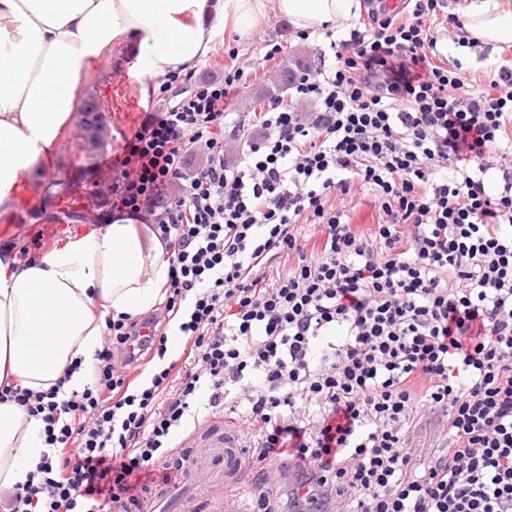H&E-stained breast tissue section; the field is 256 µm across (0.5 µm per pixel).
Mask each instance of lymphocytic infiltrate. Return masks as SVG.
Masks as SVG:
<instances>
[{
    "label": "lymphocytic infiltrate",
    "instance_id": "f902f5d3",
    "mask_svg": "<svg viewBox=\"0 0 512 512\" xmlns=\"http://www.w3.org/2000/svg\"><path fill=\"white\" fill-rule=\"evenodd\" d=\"M409 2L371 8L258 120L225 129L243 77L228 66L125 136L106 196L152 217L164 312L109 321L93 383L67 399L0 388L48 448L9 512H105L182 477L171 440L203 395L246 401L263 474L303 467L291 512H512V57L470 85L438 49L461 26L450 0ZM356 189L382 214L367 237L348 222ZM144 357L148 379L117 372ZM423 410L448 423L421 458Z\"/></svg>",
    "mask_w": 512,
    "mask_h": 512
}]
</instances>
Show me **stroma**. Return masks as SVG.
<instances>
[{"instance_id":"obj_1","label":"stroma","mask_w":512,"mask_h":512,"mask_svg":"<svg viewBox=\"0 0 512 512\" xmlns=\"http://www.w3.org/2000/svg\"><path fill=\"white\" fill-rule=\"evenodd\" d=\"M282 45L283 51L273 59H266L265 53L270 45ZM328 42L322 34L301 35L296 33L288 21L283 18L270 20L266 25L253 30H230L218 41L213 52L204 58L198 69L189 73L187 78L173 83L171 92L158 94L155 106H162L170 100L172 91L191 88L194 82L203 77H220L224 67L230 62L229 50H236L238 63L245 74L228 102L232 112H260L267 101L262 97L265 85L264 74L267 69L278 67L283 61L305 57L314 62L318 49L327 48ZM85 80V96L75 113L73 124L60 134L56 144L49 148L43 157L41 170L20 177L19 184L25 193L16 197L13 207L0 212V250L13 252L29 251L31 256H39L41 251L51 250L69 236L77 233L80 227L92 228L103 223L107 211L104 204H88L77 201L76 206L85 216L82 225L65 224L53 240L43 247L33 246L31 238L39 233L42 224L47 223L51 211L59 207L58 199L47 191L49 183L59 180L74 181L78 175L79 162L75 157L74 144L80 138L79 128L87 120L86 108H94L108 127V134L99 147L92 166V173L98 181L111 182L112 172L104 162L111 155L119 153L123 145V133L138 126L144 108L139 90L130 83L124 72H113L109 80H101L98 69H91ZM230 409L220 408L208 415L199 425L178 433L175 442L182 449H197L202 444L234 431ZM170 501L187 505L188 512H224V463L216 461L212 467L207 489L191 487L184 482H176L168 489Z\"/></svg>"}]
</instances>
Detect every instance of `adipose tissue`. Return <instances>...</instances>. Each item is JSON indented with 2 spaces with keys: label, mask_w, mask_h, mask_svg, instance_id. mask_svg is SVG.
<instances>
[{
  "label": "adipose tissue",
  "mask_w": 512,
  "mask_h": 512,
  "mask_svg": "<svg viewBox=\"0 0 512 512\" xmlns=\"http://www.w3.org/2000/svg\"><path fill=\"white\" fill-rule=\"evenodd\" d=\"M354 8L355 0H0V211L72 121L90 66H126L147 100L169 74L194 71L227 28L254 29L274 14L313 32L350 22ZM465 17L479 43H512V9L500 0H475ZM168 269L158 235L121 213L26 264L1 252L0 385L80 389L107 318L157 304ZM43 427L0 400V485L35 471Z\"/></svg>",
  "instance_id": "1"
}]
</instances>
